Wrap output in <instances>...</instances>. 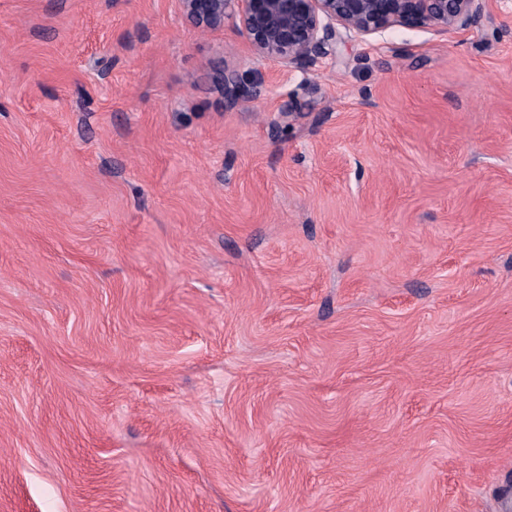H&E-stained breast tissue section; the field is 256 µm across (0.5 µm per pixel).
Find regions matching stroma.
<instances>
[{
	"label": "stroma",
	"mask_w": 512,
	"mask_h": 512,
	"mask_svg": "<svg viewBox=\"0 0 512 512\" xmlns=\"http://www.w3.org/2000/svg\"><path fill=\"white\" fill-rule=\"evenodd\" d=\"M511 493L512 0L292 69L177 0H0V512ZM212 84L216 91L224 96L226 106L233 105L241 97V86L238 73L235 70L218 68L213 72Z\"/></svg>",
	"instance_id": "1"
}]
</instances>
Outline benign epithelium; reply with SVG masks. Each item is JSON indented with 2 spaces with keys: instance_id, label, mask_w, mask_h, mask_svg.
<instances>
[{
  "instance_id": "benign-epithelium-1",
  "label": "benign epithelium",
  "mask_w": 512,
  "mask_h": 512,
  "mask_svg": "<svg viewBox=\"0 0 512 512\" xmlns=\"http://www.w3.org/2000/svg\"><path fill=\"white\" fill-rule=\"evenodd\" d=\"M485 0H178L184 20L203 30L233 19L253 57L295 68L336 54L340 38L367 39L396 27L465 30L484 16ZM212 84L233 105L241 97L238 73L218 68Z\"/></svg>"
}]
</instances>
